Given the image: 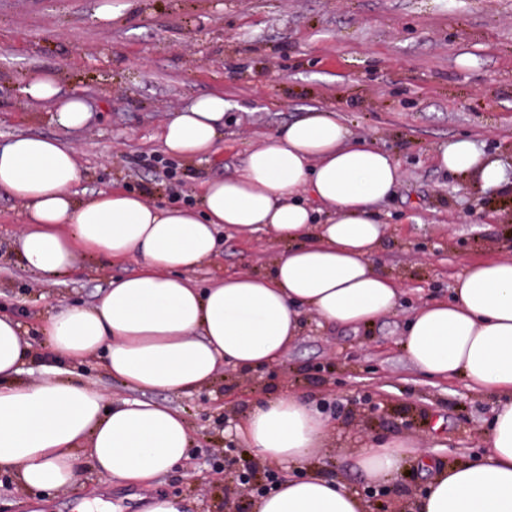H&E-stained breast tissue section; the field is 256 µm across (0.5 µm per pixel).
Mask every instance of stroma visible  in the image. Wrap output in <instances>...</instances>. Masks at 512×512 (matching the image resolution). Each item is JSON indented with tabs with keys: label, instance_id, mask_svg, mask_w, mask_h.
I'll use <instances>...</instances> for the list:
<instances>
[{
	"label": "stroma",
	"instance_id": "35a3bbf8",
	"mask_svg": "<svg viewBox=\"0 0 512 512\" xmlns=\"http://www.w3.org/2000/svg\"><path fill=\"white\" fill-rule=\"evenodd\" d=\"M103 0H0V142L37 134L75 145L79 196L120 187L169 203L155 176L176 169L191 205L203 182L239 170L261 136L307 109L337 111L358 136L391 154L400 168L391 198L377 205L386 227L376 267L400 276L395 311L359 330L304 315L298 341L255 372L224 369L191 394L150 393L188 419L194 459L159 476L152 494L181 496L187 512H253L232 477L254 468L235 427L265 392L287 388L318 404L335 425L317 458L319 473L343 479L370 512H395L415 499L435 469L484 451L495 400L463 378L422 376L401 347L406 324L427 301L452 297L466 261L512 257V194L480 188L438 167L448 140L475 138L512 174V0H126L123 15L97 19ZM57 74L60 95L81 91L86 125L59 127L50 105L21 92L30 72ZM218 92L233 119L210 158L166 153L164 123L195 98ZM24 205L0 193V310L21 324L31 356L22 378L46 377L38 332L58 303H94L135 262L89 259L69 276L48 279L16 260ZM283 246L265 234L221 235L217 254L195 279L265 271ZM403 436L432 465L408 459L389 482L369 484L354 453L370 438ZM143 492L115 485L88 465L68 489L44 493L50 512H75L97 496L141 512Z\"/></svg>",
	"mask_w": 512,
	"mask_h": 512
}]
</instances>
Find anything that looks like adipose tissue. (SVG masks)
<instances>
[{
  "label": "adipose tissue",
  "instance_id": "1",
  "mask_svg": "<svg viewBox=\"0 0 512 512\" xmlns=\"http://www.w3.org/2000/svg\"><path fill=\"white\" fill-rule=\"evenodd\" d=\"M23 92L50 104L62 128L88 121L84 96L59 98L55 74H28ZM230 111L223 95L196 98L165 122V149L185 160L209 157ZM436 162L485 188L512 185L502 164L468 136L450 139ZM81 178L70 144L20 134L0 145V192L26 206L15 247L26 270L67 275L87 253L138 264L96 304L51 308L40 332L54 361L99 355L107 374L145 397L110 404L76 377L23 381L29 348L20 323L0 314V473L26 490L71 486L82 459L108 479L150 486L190 459L191 443L185 416L147 393H187L211 385L224 367L270 365L299 338L305 311L356 328L397 305L400 285L373 257L385 235L375 207L391 196L399 166L335 112L307 110L264 136L238 172L205 182L197 208L160 207L118 189L80 197L74 187ZM222 230L266 233L287 249L267 275L227 274L198 288L193 275L216 252ZM404 345L424 376L460 375L472 391L499 399L487 453L437 471L411 512H512V258L468 261L451 299L413 314ZM333 432L299 394L255 403L240 427L246 444L262 460L301 471L260 496L255 512H367L363 498L316 469ZM415 452L394 438L371 445L355 463L377 483L397 476Z\"/></svg>",
  "mask_w": 512,
  "mask_h": 512
}]
</instances>
